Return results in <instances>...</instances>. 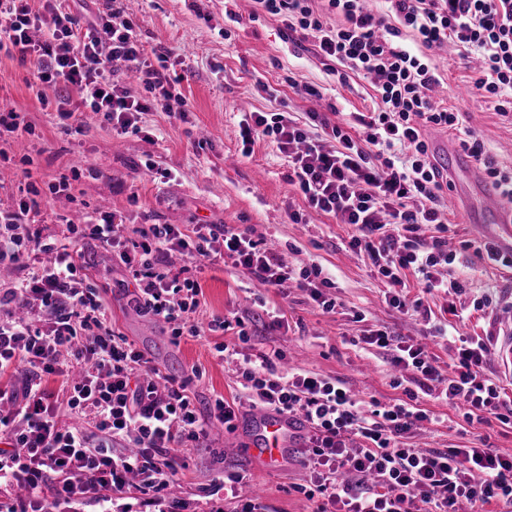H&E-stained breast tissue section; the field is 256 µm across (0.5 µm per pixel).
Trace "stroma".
<instances>
[{
    "mask_svg": "<svg viewBox=\"0 0 512 512\" xmlns=\"http://www.w3.org/2000/svg\"><path fill=\"white\" fill-rule=\"evenodd\" d=\"M127 17L138 26L146 51L163 49L176 92L190 105L186 121L162 110L142 113L135 128L114 132L96 115L84 121L60 119L53 101L57 88L40 84L30 61L0 52V108L25 113L32 133L0 135V202L10 203L20 182H54L79 170L70 199L42 197L39 220L49 235H60L63 220H78L79 206L113 212L126 224H233L251 229L293 269L316 263L332 278L338 302L335 312L317 308L305 293L288 286L286 293H265L256 299L251 281L231 262L218 261L199 276L204 299L202 321L216 317L250 319L262 324L263 306L280 307L284 325L252 336L253 353L279 350L278 370L302 368L336 379L357 396L392 404L404 398L410 379H399L382 350L361 349L350 340L372 325L382 324L399 336L426 345L445 373L454 369L458 343L432 336V321L453 325L459 336L496 339L501 316L512 309V269L476 255L474 246L490 239L487 228L465 223L449 212L448 244L469 262L470 279L462 291L425 295L431 320L406 315L384 302L385 284L367 261L351 251V229L335 217L308 208L288 183L286 155L264 140L250 155L242 153L239 123L249 112H288L307 120L312 102L296 85L321 87V112L332 122L352 123L357 112L372 111L374 92L366 80L353 77L341 85L329 64L314 51L310 36L288 35L282 24L251 0H122ZM447 82L445 105L464 111L467 124L483 137L497 161L512 167V117L493 104L470 98L472 73L451 58L441 59ZM34 160L23 167L24 157ZM154 170H146V163ZM302 214L303 223L291 220ZM89 278L100 290L116 331L122 333L164 373L191 377L190 396L207 410L217 396L231 398L237 390L230 364L220 362L215 337H184L173 341L168 331L138 310L119 283L124 270L85 247ZM486 302L485 310L475 302ZM418 402L432 416L421 430L405 438L420 448H491L512 455V425L495 419L465 423L457 402L420 394ZM256 411L242 405L236 428L200 441L187 460L189 468L178 498L206 501L204 490L224 475L240 478L242 491H258L271 512H314L315 502L294 492L306 482L301 463L292 460L276 470L244 452L252 436Z\"/></svg>",
    "mask_w": 512,
    "mask_h": 512,
    "instance_id": "1",
    "label": "stroma"
}]
</instances>
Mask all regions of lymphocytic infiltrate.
<instances>
[{
    "mask_svg": "<svg viewBox=\"0 0 512 512\" xmlns=\"http://www.w3.org/2000/svg\"><path fill=\"white\" fill-rule=\"evenodd\" d=\"M291 33H310L316 52L343 74L366 80L379 100L355 116L348 131L313 112L308 122L286 112H254L241 131L244 146L266 140L286 154L290 184L309 207L352 227L349 245L367 256L388 286L386 302L430 318L422 296H411L407 273L426 292L462 289L450 250L448 177L424 138L433 127L456 132L467 150L512 202V170L499 165L461 113L438 101L442 83L436 55L454 51L458 66L473 73L475 97L499 109L512 105V0H387L380 11L368 0H255ZM0 50L32 61L37 78L64 85L58 115L102 116L117 132L155 109L182 120L188 103L172 93L164 68L145 54L135 23L113 0L92 21H81L56 0H0ZM135 72L145 89L137 95L113 81L115 68ZM0 205V498L6 512H178L170 492L180 484L188 448L223 425L234 429L241 402L309 424L308 480L294 490L318 500L316 512H485L497 504L512 512V459L487 448L421 450L402 444L426 410L404 402L363 404L343 383L297 370H277L281 352L253 354L238 341L216 343L220 360L234 364L237 399L217 397L200 416L177 380L150 365L117 332L98 291L83 272L78 241L94 242L120 263L138 309L166 325L173 339L223 332V318L199 319V274L228 259L261 286L277 291L288 282L324 312L331 278L319 265L293 271L249 230L228 224H125L116 214L84 215L66 224L63 238L39 224L40 189L34 182ZM385 350L394 368L414 382L439 384L441 396L476 414L512 424V400L486 378L490 342L462 339L456 374L444 376L425 346L383 329L362 338ZM21 384H14V377ZM60 379L72 414L94 428L59 422L45 388ZM136 500H129V491Z\"/></svg>",
    "mask_w": 512,
    "mask_h": 512,
    "instance_id": "f902f5d3",
    "label": "lymphocytic infiltrate"
}]
</instances>
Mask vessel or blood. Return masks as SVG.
Masks as SVG:
<instances>
[{"instance_id": "1", "label": "vessel or blood", "mask_w": 512, "mask_h": 512, "mask_svg": "<svg viewBox=\"0 0 512 512\" xmlns=\"http://www.w3.org/2000/svg\"><path fill=\"white\" fill-rule=\"evenodd\" d=\"M448 173L457 185L448 198L449 206L461 212L469 223L486 224L494 229L493 240L503 254H512V207L500 205L497 192L484 177L478 165L464 153L448 149ZM501 338L497 349L498 364L512 375V311L503 315ZM308 424L285 414H265L254 422V439L247 448L249 456L267 466H279L290 449L307 447Z\"/></svg>"}]
</instances>
